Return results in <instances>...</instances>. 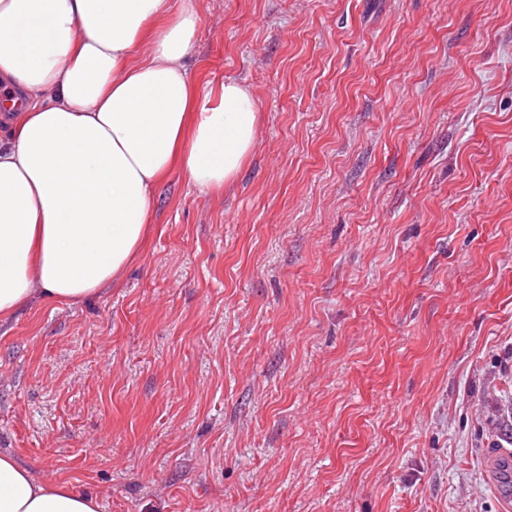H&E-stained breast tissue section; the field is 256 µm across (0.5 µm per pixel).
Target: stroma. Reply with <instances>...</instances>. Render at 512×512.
Listing matches in <instances>:
<instances>
[{
	"label": "stroma",
	"mask_w": 512,
	"mask_h": 512,
	"mask_svg": "<svg viewBox=\"0 0 512 512\" xmlns=\"http://www.w3.org/2000/svg\"><path fill=\"white\" fill-rule=\"evenodd\" d=\"M236 183L161 184L120 287L0 324V450L99 512H504L512 0H194Z\"/></svg>",
	"instance_id": "35a3bbf8"
}]
</instances>
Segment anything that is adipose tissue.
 Wrapping results in <instances>:
<instances>
[{"instance_id":"adipose-tissue-1","label":"adipose tissue","mask_w":512,"mask_h":512,"mask_svg":"<svg viewBox=\"0 0 512 512\" xmlns=\"http://www.w3.org/2000/svg\"><path fill=\"white\" fill-rule=\"evenodd\" d=\"M197 33L193 0H0V323L119 283L172 170L203 190L236 181L257 102L237 81L201 92ZM0 512L99 504L0 452Z\"/></svg>"}]
</instances>
